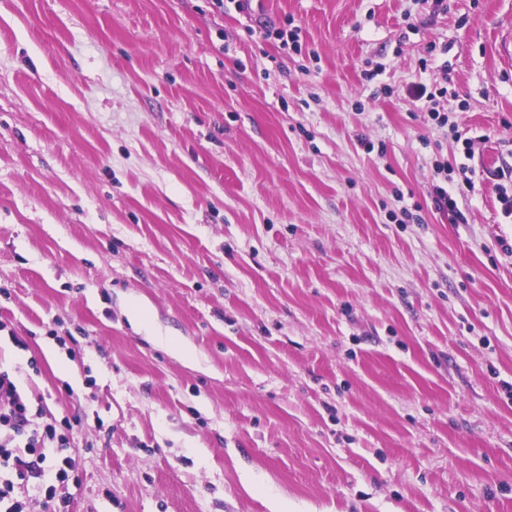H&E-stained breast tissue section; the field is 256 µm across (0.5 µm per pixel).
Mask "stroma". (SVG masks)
<instances>
[{
  "label": "stroma",
  "mask_w": 512,
  "mask_h": 512,
  "mask_svg": "<svg viewBox=\"0 0 512 512\" xmlns=\"http://www.w3.org/2000/svg\"><path fill=\"white\" fill-rule=\"evenodd\" d=\"M509 17L0 0V371L76 454L28 512H512ZM414 93L420 97H426L430 102H433V107L430 109V117L431 120L435 121L437 126L440 128H444L448 126V132L452 134V136L459 142L463 138V142L465 143V149L467 153L470 154L472 151V147L475 142V138L473 137H465L467 133L464 130H460L459 125L455 122L449 124V116L448 113H441L439 109L436 107L439 105V101L436 100V94L432 91L428 92V88L424 84H418L414 87ZM436 178L440 179L441 183L448 182V163L436 164L434 167V181L433 193L435 200L443 208H448V214H451L455 220L463 221L461 212L458 210L457 202L453 197V194L448 192V189L438 183Z\"/></svg>",
  "instance_id": "stroma-1"
}]
</instances>
